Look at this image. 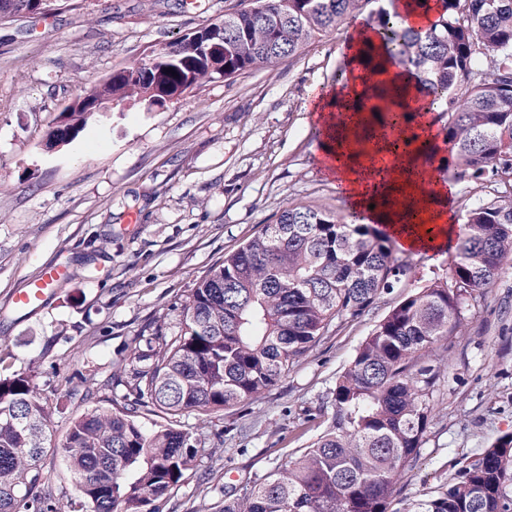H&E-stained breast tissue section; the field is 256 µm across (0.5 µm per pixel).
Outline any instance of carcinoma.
<instances>
[{
  "instance_id": "cac0c4a2",
  "label": "carcinoma",
  "mask_w": 512,
  "mask_h": 512,
  "mask_svg": "<svg viewBox=\"0 0 512 512\" xmlns=\"http://www.w3.org/2000/svg\"><path fill=\"white\" fill-rule=\"evenodd\" d=\"M33 0H0V18L33 11ZM41 14L87 0H39ZM364 0H251L224 15L219 47L203 54L178 39L141 64L112 71L102 96L145 105L205 80L271 67L361 15ZM426 23L406 26L381 8L370 20L360 66L383 103L379 118L408 126L410 87L384 77L383 57L413 75L433 112L458 179L490 196L467 209L450 276L402 298L338 376L328 429L287 467L224 499L223 512H389L404 468L418 455L439 385L434 345L453 335L462 304L484 296L512 260V0H409ZM174 73L167 72V69ZM85 112L54 131L75 139ZM414 269L375 224L304 206L214 268L183 308L180 334L129 372L134 401L87 410L66 434L63 467L77 492L72 512H163L206 448L171 425L147 430L140 410L207 412L260 398L333 323L359 318ZM48 423L27 376L0 378V512H61L39 461ZM415 512H512V435L461 466Z\"/></svg>"
}]
</instances>
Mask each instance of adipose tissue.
<instances>
[{"label":"adipose tissue","mask_w":512,"mask_h":512,"mask_svg":"<svg viewBox=\"0 0 512 512\" xmlns=\"http://www.w3.org/2000/svg\"><path fill=\"white\" fill-rule=\"evenodd\" d=\"M370 37L368 29L349 28L343 43L348 84L316 88L310 94L312 111L325 121L322 152L334 160L332 173L349 182L351 206L367 209L370 222L383 225L399 249L434 254L450 250L457 232L456 186L438 181L425 190L415 176L418 151H392L368 113L353 109L355 98L367 88L365 76L354 69L357 50Z\"/></svg>","instance_id":"obj_1"}]
</instances>
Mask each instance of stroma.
<instances>
[{
  "label": "stroma",
  "mask_w": 512,
  "mask_h": 512,
  "mask_svg": "<svg viewBox=\"0 0 512 512\" xmlns=\"http://www.w3.org/2000/svg\"><path fill=\"white\" fill-rule=\"evenodd\" d=\"M243 0H93L84 10L0 21V376H31L50 424L40 466L61 505L74 488L60 468L72 419L133 400L124 381L158 335L178 332L183 307L212 266L275 223L285 207L342 213L336 181L309 136L312 88L344 67L345 29L274 66L203 84L177 102L92 114L68 143L48 146L63 107L113 69ZM453 254L423 253L404 288L323 336L258 400L178 417L212 452L164 512H221L224 494L264 481L331 421L332 391L357 348L399 300L448 277ZM66 278L40 310L12 294L43 267ZM442 342L447 358L433 420L389 512H410L447 485L459 462L512 434V262Z\"/></svg>",
  "instance_id": "35a3bbf8"
}]
</instances>
